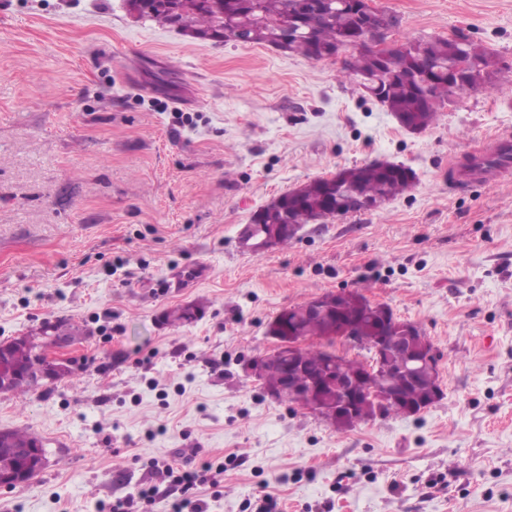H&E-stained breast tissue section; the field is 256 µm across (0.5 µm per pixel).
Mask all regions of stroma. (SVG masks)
<instances>
[{
    "label": "stroma",
    "mask_w": 512,
    "mask_h": 512,
    "mask_svg": "<svg viewBox=\"0 0 512 512\" xmlns=\"http://www.w3.org/2000/svg\"><path fill=\"white\" fill-rule=\"evenodd\" d=\"M396 40L463 36L496 88L420 133L343 76L268 44L194 39L122 0H0V341L64 322L83 370L0 392V431L44 469L0 512H110L158 468L224 466L211 512H512V180L448 162L512 132V0H375ZM376 160L414 186L256 251L279 195ZM359 289L420 325L445 396L338 432L267 397L244 364L282 309ZM193 308L188 324L167 314Z\"/></svg>",
    "instance_id": "35a3bbf8"
}]
</instances>
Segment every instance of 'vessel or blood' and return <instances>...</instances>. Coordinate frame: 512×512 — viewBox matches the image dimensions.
Masks as SVG:
<instances>
[{
	"label": "vessel or blood",
	"mask_w": 512,
	"mask_h": 512,
	"mask_svg": "<svg viewBox=\"0 0 512 512\" xmlns=\"http://www.w3.org/2000/svg\"><path fill=\"white\" fill-rule=\"evenodd\" d=\"M448 175L464 187L512 178V133H499L487 147L473 150L466 160L449 162Z\"/></svg>",
	"instance_id": "1"
}]
</instances>
